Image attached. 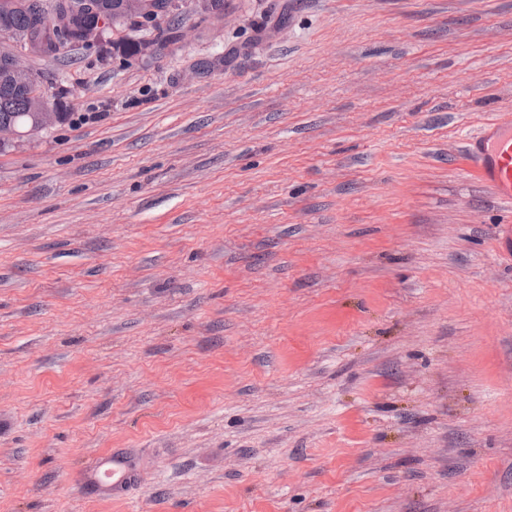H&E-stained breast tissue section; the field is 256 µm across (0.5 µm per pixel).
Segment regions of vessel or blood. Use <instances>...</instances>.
<instances>
[{
    "label": "vessel or blood",
    "instance_id": "1",
    "mask_svg": "<svg viewBox=\"0 0 512 512\" xmlns=\"http://www.w3.org/2000/svg\"><path fill=\"white\" fill-rule=\"evenodd\" d=\"M467 153L471 172L496 197L512 201V117L485 126L468 143ZM137 475L134 459L123 452L103 458L98 476L111 482L113 490H120Z\"/></svg>",
    "mask_w": 512,
    "mask_h": 512
}]
</instances>
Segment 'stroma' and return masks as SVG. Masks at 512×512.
Masks as SVG:
<instances>
[{
  "instance_id": "stroma-1",
  "label": "stroma",
  "mask_w": 512,
  "mask_h": 512,
  "mask_svg": "<svg viewBox=\"0 0 512 512\" xmlns=\"http://www.w3.org/2000/svg\"><path fill=\"white\" fill-rule=\"evenodd\" d=\"M30 59L0 153V512H512V0H224ZM138 461L126 491L100 455ZM469 170L496 197L512 201V117L485 126L468 143Z\"/></svg>"
}]
</instances>
